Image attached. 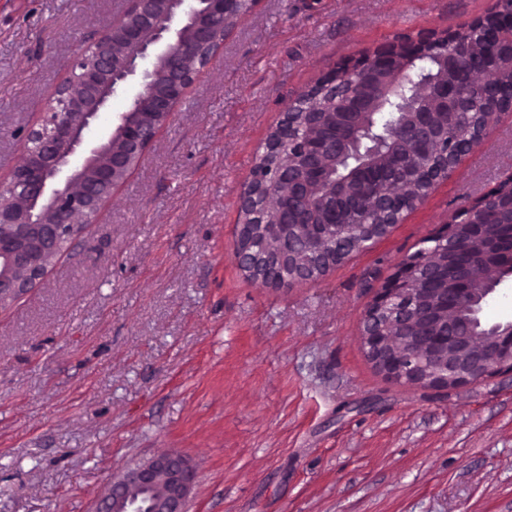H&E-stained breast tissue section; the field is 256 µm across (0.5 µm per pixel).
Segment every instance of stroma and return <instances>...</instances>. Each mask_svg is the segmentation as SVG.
<instances>
[{
    "mask_svg": "<svg viewBox=\"0 0 512 512\" xmlns=\"http://www.w3.org/2000/svg\"><path fill=\"white\" fill-rule=\"evenodd\" d=\"M497 0H257L144 159L43 280L0 308V512H93L164 453L187 512H512V373L456 388L378 372V288L512 174V112L370 249L270 287L232 258L238 202L299 94L394 37ZM127 0H0V184L20 129Z\"/></svg>",
    "mask_w": 512,
    "mask_h": 512,
    "instance_id": "obj_1",
    "label": "stroma"
}]
</instances>
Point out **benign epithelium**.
Wrapping results in <instances>:
<instances>
[{"mask_svg": "<svg viewBox=\"0 0 512 512\" xmlns=\"http://www.w3.org/2000/svg\"><path fill=\"white\" fill-rule=\"evenodd\" d=\"M243 0H128L123 17L112 24L97 40L92 50L81 49L71 72H80L76 85L64 82L58 91L67 96V106L59 111L46 106L38 128L24 134L27 151L23 163L14 170L12 180L0 187V306L8 303L39 283L47 273L49 261L67 249L85 226L94 223L102 199L112 187L143 158L155 139L157 130L173 115V100L184 97L186 86L209 66L224 41V30L243 17ZM474 29L483 32L484 40L496 45L502 35L512 31V11L499 10L459 29L451 36L432 34L417 39L399 37L354 60L323 78L322 86L357 79L359 87L341 101L323 98L317 111L340 105L341 126H331L316 137L302 141L299 172L288 171L295 191L309 193L315 184L325 182L328 155L346 145L357 143V134L372 122L368 109L372 82L397 75L393 60H407L433 51L437 43L459 42ZM164 63L163 78L155 69L143 68L145 60ZM456 85L437 86L434 94L443 110L453 106L458 97ZM117 92L130 93L131 103L146 108L145 120L133 121L131 113H119L112 129L97 138L90 137L97 114L109 105ZM435 113H414L413 128L418 132V153H432L438 145L440 131L434 123ZM83 157L80 164L74 158ZM306 215L284 208L278 223L267 229L300 226ZM496 217L471 211L464 224H448L436 235L477 231L484 235ZM309 246L315 251L330 236H336L334 224H312ZM432 248L425 247L403 261L393 277L378 289L365 313V324L375 322L376 313L394 303L406 314L414 296L407 291L408 268L425 263ZM236 264L269 285L292 282L277 268L256 271L253 255L236 244ZM458 280L467 277L469 265L465 250L448 256ZM512 279V230L500 242L498 272L474 299L472 331L465 336H450L433 323L425 324L412 337L405 351L392 348L390 337L378 331L363 333L367 353L386 363L385 375L412 385L456 387L475 383L500 371H512V323L489 324L481 312L487 299L502 282ZM196 482V473L188 459L170 453L128 464L112 477V483L95 508V512H186V505Z\"/></svg>", "mask_w": 512, "mask_h": 512, "instance_id": "benign-epithelium-1", "label": "benign epithelium"}]
</instances>
